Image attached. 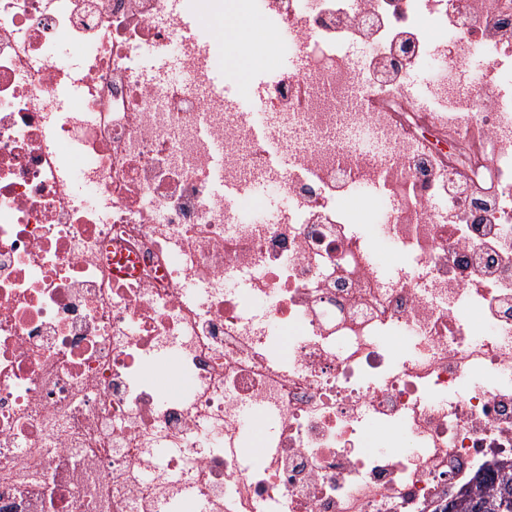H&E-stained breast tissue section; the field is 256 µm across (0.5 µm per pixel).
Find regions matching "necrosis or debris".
<instances>
[{
    "mask_svg": "<svg viewBox=\"0 0 512 512\" xmlns=\"http://www.w3.org/2000/svg\"><path fill=\"white\" fill-rule=\"evenodd\" d=\"M199 10L261 15L303 56L263 137L203 97ZM347 33L372 43L361 69ZM435 39L430 113L403 88ZM62 43L82 93L59 112ZM145 50L183 80L146 79ZM507 77L512 0H0V512H436L512 465ZM219 182L290 206L241 220ZM376 182L413 272L380 275L348 222Z\"/></svg>",
    "mask_w": 512,
    "mask_h": 512,
    "instance_id": "4bbe7bcc",
    "label": "necrosis or debris"
}]
</instances>
